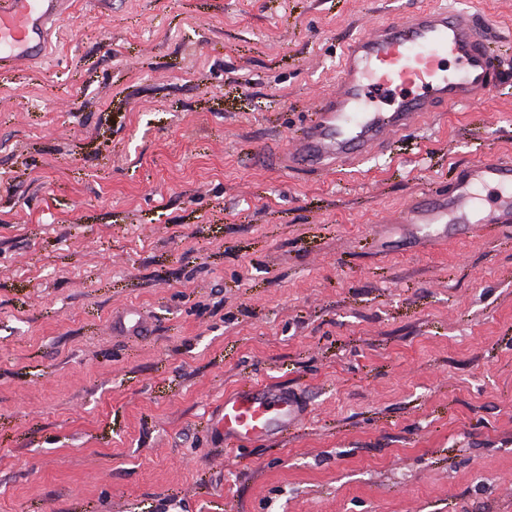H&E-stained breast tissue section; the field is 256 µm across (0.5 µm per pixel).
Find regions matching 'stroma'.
I'll return each instance as SVG.
<instances>
[{
	"label": "stroma",
	"instance_id": "35a3bbf8",
	"mask_svg": "<svg viewBox=\"0 0 512 512\" xmlns=\"http://www.w3.org/2000/svg\"><path fill=\"white\" fill-rule=\"evenodd\" d=\"M489 24L498 88L366 164L276 160L346 44ZM512 159V0H72L0 73V512H512V230L383 222ZM303 407L217 426L240 386ZM301 410L284 388L241 386L224 396V415L218 424L224 440L236 446L270 440L294 427Z\"/></svg>",
	"mask_w": 512,
	"mask_h": 512
}]
</instances>
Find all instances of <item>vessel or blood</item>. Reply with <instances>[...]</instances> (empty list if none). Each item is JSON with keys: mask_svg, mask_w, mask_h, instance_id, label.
Masks as SVG:
<instances>
[{"mask_svg": "<svg viewBox=\"0 0 512 512\" xmlns=\"http://www.w3.org/2000/svg\"><path fill=\"white\" fill-rule=\"evenodd\" d=\"M71 0H0V70L45 55L48 26ZM497 85L481 28L461 9L422 7L355 38L312 119L286 141L280 165L321 172L353 167L386 151L436 106L474 105ZM496 190L490 203L481 192ZM462 224L477 237L490 225L512 226V160L484 159L433 201L413 198L389 228L417 238L437 236L438 225ZM301 410L286 389L242 386L224 397L219 421L234 445L270 440L294 427Z\"/></svg>", "mask_w": 512, "mask_h": 512, "instance_id": "1", "label": "vessel or blood"}]
</instances>
